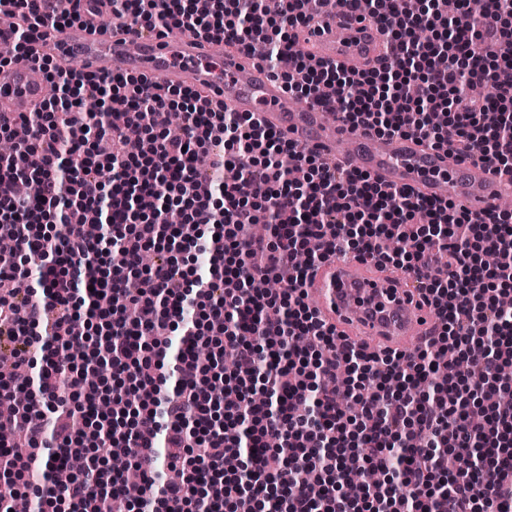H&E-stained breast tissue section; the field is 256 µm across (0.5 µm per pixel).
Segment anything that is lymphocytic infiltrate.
I'll return each mask as SVG.
<instances>
[{"label": "lymphocytic infiltrate", "instance_id": "f902f5d3", "mask_svg": "<svg viewBox=\"0 0 512 512\" xmlns=\"http://www.w3.org/2000/svg\"><path fill=\"white\" fill-rule=\"evenodd\" d=\"M19 21L0 32V66L27 57L43 30L73 23L60 0H7ZM131 25L165 35L179 28L223 36L243 49L268 47V68L285 91L381 135L427 141L512 178V0H459L455 18L440 0L418 11L395 0L377 12L389 47L378 67L304 63L292 47L310 20V0H108ZM62 95L43 101L40 120L14 159L0 162V234L14 242L0 258V326L18 350L0 363V389L26 393L13 418L26 448L0 442V512L20 489L16 471L70 467L87 443L142 467L133 512H512V414L486 404L512 388L499 377L512 364V316L498 306L512 292V214L471 215L298 147L258 117L230 112L206 92L143 77L92 78L40 59ZM486 96L451 108L468 85ZM112 118L87 131L84 100ZM184 116L177 136L170 113ZM444 112L446 126L431 115ZM144 130L127 155L129 124ZM110 136L98 165L91 136ZM209 163L199 166V152ZM110 169V180L100 178ZM267 185V195L251 191ZM271 230L255 237L252 224ZM102 227L100 237L86 224ZM168 252L167 264L140 271V256ZM210 252L189 276L178 258ZM416 273L438 310L436 333L416 356L357 350L326 326L304 292L309 275L339 253ZM500 257L487 266L484 257ZM40 259L28 301L5 281L18 263ZM276 283L273 292L251 282ZM123 295L122 309L101 298ZM199 310L181 330L185 305ZM284 317L266 321L268 308ZM181 332L173 358L176 395L159 385L168 358L163 335ZM213 348L208 360L198 345ZM461 362L452 367L439 352ZM104 357L113 382L127 384L132 418L109 433L85 404L126 409L111 386L86 383L78 360ZM40 362L38 376L26 372ZM240 458L236 470L224 467ZM385 474L357 498L342 491L346 471ZM122 477L84 469L67 486L35 488L38 504L64 512H108Z\"/></svg>", "mask_w": 512, "mask_h": 512}]
</instances>
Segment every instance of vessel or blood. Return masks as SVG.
<instances>
[{
	"mask_svg": "<svg viewBox=\"0 0 512 512\" xmlns=\"http://www.w3.org/2000/svg\"><path fill=\"white\" fill-rule=\"evenodd\" d=\"M79 19L47 30L32 43L30 60L0 67V113L32 111L45 98L47 81L36 60L50 57L62 69L81 60L88 75H165L170 83L209 89L214 101L235 112L257 113L265 124L302 147L335 157L397 189L432 200L453 201L481 215L512 195V179L473 161H457L445 151L412 138L380 136L327 116L319 106L289 108L280 81L249 53L225 52L221 41L190 34L159 37L124 26L104 29L100 0L89 11L85 0H67ZM309 27L300 29L318 59L350 65L373 62L385 39L375 18L334 0L330 12L313 8ZM320 317L358 345L405 351L409 340L436 323L416 277L404 270L376 272L362 260L334 258L320 265L305 286Z\"/></svg>",
	"mask_w": 512,
	"mask_h": 512,
	"instance_id": "obj_1",
	"label": "vessel or blood"
}]
</instances>
